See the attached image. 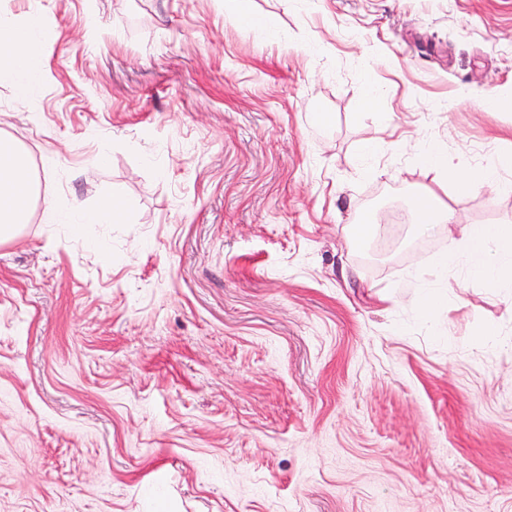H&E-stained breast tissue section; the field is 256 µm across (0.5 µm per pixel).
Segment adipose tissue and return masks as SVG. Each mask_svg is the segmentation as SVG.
Segmentation results:
<instances>
[{"label": "adipose tissue", "mask_w": 512, "mask_h": 512, "mask_svg": "<svg viewBox=\"0 0 512 512\" xmlns=\"http://www.w3.org/2000/svg\"><path fill=\"white\" fill-rule=\"evenodd\" d=\"M52 36V31L42 26L37 14H30L22 23L10 16H1L0 77L12 80L19 88H28L38 69L40 47ZM426 159L443 178L454 183L458 192L512 190V184L503 182L499 175L501 168L512 163L508 159L499 157L467 170L462 169L457 157L445 151L429 150ZM37 194L38 187L31 176L25 150L16 141L0 138L1 242L21 232ZM492 238L497 241V252L493 255L488 252V241ZM451 260L494 287L512 288V227H466Z\"/></svg>", "instance_id": "ef3b65f1"}]
</instances>
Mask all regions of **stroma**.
I'll list each match as a JSON object with an SVG mask.
<instances>
[{
    "label": "stroma",
    "instance_id": "35a3bbf8",
    "mask_svg": "<svg viewBox=\"0 0 512 512\" xmlns=\"http://www.w3.org/2000/svg\"><path fill=\"white\" fill-rule=\"evenodd\" d=\"M250 4L0 0L56 32L0 80L39 184L0 244V512H512V296L448 262L512 193L419 145L512 153V0ZM427 161L446 179L441 184L447 186L449 178L459 193H470L481 189H490L497 192H508L511 190V183L503 182L499 170L505 166H511V156L508 158L498 157L479 168H468L462 170L459 159L448 154L446 151L430 149L426 154ZM459 171H463L459 175ZM412 217L416 224H451L454 221L453 211L433 192L415 202ZM123 217L120 204L114 199H105L94 212L87 214L84 218L85 224L112 223Z\"/></svg>",
    "mask_w": 512,
    "mask_h": 512
}]
</instances>
